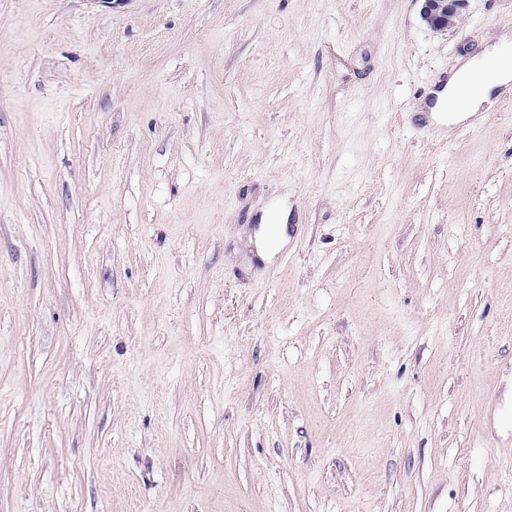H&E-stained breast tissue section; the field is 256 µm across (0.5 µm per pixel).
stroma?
<instances>
[{
  "instance_id": "1",
  "label": "stroma",
  "mask_w": 512,
  "mask_h": 512,
  "mask_svg": "<svg viewBox=\"0 0 512 512\" xmlns=\"http://www.w3.org/2000/svg\"><path fill=\"white\" fill-rule=\"evenodd\" d=\"M471 60L512 0H0V512H512V83L414 109ZM421 17L432 29L448 32L457 28L464 17L468 0H419ZM261 225L255 245L259 257L269 260L288 244V211L266 214Z\"/></svg>"
}]
</instances>
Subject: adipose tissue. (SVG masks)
Listing matches in <instances>:
<instances>
[{
	"mask_svg": "<svg viewBox=\"0 0 512 512\" xmlns=\"http://www.w3.org/2000/svg\"><path fill=\"white\" fill-rule=\"evenodd\" d=\"M508 79L511 78L507 74L487 70L481 64H466L460 75L452 76L447 86L436 92L429 110L439 115L447 114L452 120L477 111L492 91Z\"/></svg>",
	"mask_w": 512,
	"mask_h": 512,
	"instance_id": "adipose-tissue-1",
	"label": "adipose tissue"
}]
</instances>
